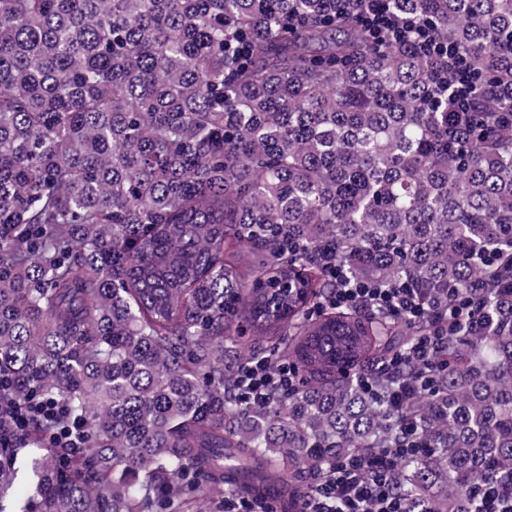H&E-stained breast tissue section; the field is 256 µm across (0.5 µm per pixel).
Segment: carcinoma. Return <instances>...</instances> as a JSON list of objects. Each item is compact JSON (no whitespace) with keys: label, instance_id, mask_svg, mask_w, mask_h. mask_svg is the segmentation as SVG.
<instances>
[{"label":"carcinoma","instance_id":"carcinoma-1","mask_svg":"<svg viewBox=\"0 0 512 512\" xmlns=\"http://www.w3.org/2000/svg\"><path fill=\"white\" fill-rule=\"evenodd\" d=\"M386 4L454 47L477 111L365 0H0V389L64 407L24 438L23 512L291 504L409 421L424 512L512 476V0ZM325 249L464 299L427 400L388 410L364 380L436 323L326 303ZM254 358L294 389L240 400ZM74 424L81 448L52 447ZM456 67L452 76L455 83V91L451 105L457 112H467L469 110L467 102L474 97L475 89L472 86L471 78L466 67L462 64ZM239 500L241 503L245 505V510L241 512H272L270 511V506L268 503L259 504V503H251L243 499H239L236 497H232L226 492L222 491H213L206 498L205 512H239L240 510H235L234 501Z\"/></svg>","mask_w":512,"mask_h":512}]
</instances>
